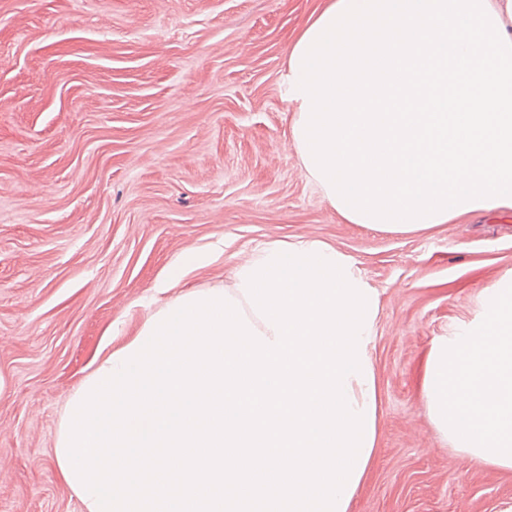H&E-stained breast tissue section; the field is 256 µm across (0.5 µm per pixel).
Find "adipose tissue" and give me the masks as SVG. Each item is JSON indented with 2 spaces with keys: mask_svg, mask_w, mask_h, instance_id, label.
<instances>
[{
  "mask_svg": "<svg viewBox=\"0 0 512 512\" xmlns=\"http://www.w3.org/2000/svg\"><path fill=\"white\" fill-rule=\"evenodd\" d=\"M422 403L460 458L512 471V279L485 291L475 320L433 340Z\"/></svg>",
  "mask_w": 512,
  "mask_h": 512,
  "instance_id": "1",
  "label": "adipose tissue"
}]
</instances>
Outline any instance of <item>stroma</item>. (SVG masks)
Masks as SVG:
<instances>
[{"instance_id":"1","label":"stroma","mask_w":512,"mask_h":512,"mask_svg":"<svg viewBox=\"0 0 512 512\" xmlns=\"http://www.w3.org/2000/svg\"><path fill=\"white\" fill-rule=\"evenodd\" d=\"M326 0H0V512H84L53 458L104 344L179 291L232 287L275 241H322L376 288L380 398L349 512H512L421 408L435 337L512 275V209L412 234L339 217L290 137L287 52ZM208 260V255L204 252H190L180 256L176 263L171 267L168 279L160 281L155 288L166 291L168 288H173L175 283H178L186 269L195 268L204 264Z\"/></svg>"}]
</instances>
